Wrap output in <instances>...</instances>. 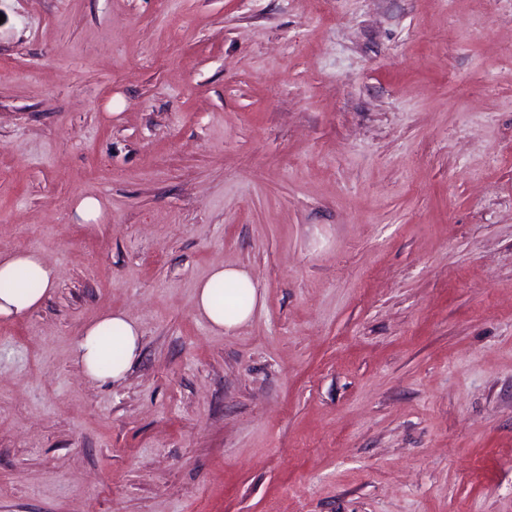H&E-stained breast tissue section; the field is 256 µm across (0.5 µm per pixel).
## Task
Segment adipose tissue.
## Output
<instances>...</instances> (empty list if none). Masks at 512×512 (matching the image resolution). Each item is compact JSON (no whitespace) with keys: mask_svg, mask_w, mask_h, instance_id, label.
<instances>
[{"mask_svg":"<svg viewBox=\"0 0 512 512\" xmlns=\"http://www.w3.org/2000/svg\"><path fill=\"white\" fill-rule=\"evenodd\" d=\"M15 281V288L0 289V320L23 316L49 297L58 281L56 269L33 252H0V281ZM246 302H238V293ZM259 299L258 285L244 268L217 265L194 293L197 315L212 331L231 332L250 320ZM141 352L138 324L121 311L106 312L82 331L76 358L85 375L98 382L125 378Z\"/></svg>","mask_w":512,"mask_h":512,"instance_id":"ef3b65f1","label":"adipose tissue"}]
</instances>
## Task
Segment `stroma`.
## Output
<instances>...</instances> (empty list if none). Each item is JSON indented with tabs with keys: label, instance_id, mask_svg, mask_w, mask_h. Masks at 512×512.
Instances as JSON below:
<instances>
[{
	"label": "stroma",
	"instance_id": "stroma-1",
	"mask_svg": "<svg viewBox=\"0 0 512 512\" xmlns=\"http://www.w3.org/2000/svg\"><path fill=\"white\" fill-rule=\"evenodd\" d=\"M1 69L0 512H512V0H0ZM19 279L17 285L15 282H2ZM0 281V320H9L41 306L56 287L58 274L36 253L19 250L0 252ZM28 283L30 287H27ZM238 292L247 295L245 303L236 301ZM258 300V284L252 275L235 266H213L209 275L196 285L194 293L197 315L212 331L223 334L249 321ZM112 336V346L107 340ZM117 352L118 357L114 358ZM141 352L138 324L123 311L106 312L82 331L76 358L93 381L118 382L125 378Z\"/></svg>",
	"mask_w": 512,
	"mask_h": 512
}]
</instances>
